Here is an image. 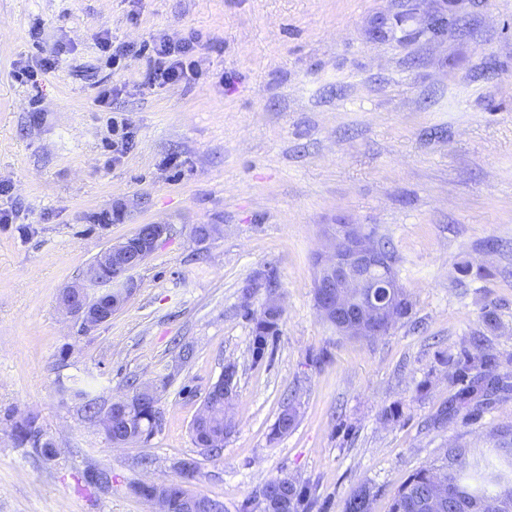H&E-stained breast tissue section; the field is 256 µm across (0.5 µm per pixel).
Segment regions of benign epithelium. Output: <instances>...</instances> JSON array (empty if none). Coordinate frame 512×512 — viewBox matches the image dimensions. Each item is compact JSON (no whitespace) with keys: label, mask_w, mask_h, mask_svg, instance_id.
Here are the masks:
<instances>
[{"label":"benign epithelium","mask_w":512,"mask_h":512,"mask_svg":"<svg viewBox=\"0 0 512 512\" xmlns=\"http://www.w3.org/2000/svg\"><path fill=\"white\" fill-rule=\"evenodd\" d=\"M164 224H144L132 236L110 245L96 258L85 279L66 285L59 293V307L84 331L112 319L135 291L131 273L140 268L166 235ZM329 251L316 263L314 294L320 316L336 331L355 339L382 335L380 324H390L389 305L374 296L377 288L394 293L400 287L392 259L375 235L362 224H332L325 229ZM156 387L146 384L136 395L112 398L110 408L120 411L137 403L138 395H153ZM149 501L157 512H168L169 501L178 494L184 512H213L211 498L194 494L166 481H145Z\"/></svg>","instance_id":"7a95c632"}]
</instances>
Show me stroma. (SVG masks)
Returning <instances> with one entry per match:
<instances>
[{"label":"stroma","instance_id":"35a3bbf8","mask_svg":"<svg viewBox=\"0 0 512 512\" xmlns=\"http://www.w3.org/2000/svg\"><path fill=\"white\" fill-rule=\"evenodd\" d=\"M440 5L0 0V211L12 216L0 223V512H155L133 491L147 479L262 512L264 485L283 475L310 487L309 512H345L364 485L371 512H389L448 449L497 448L512 392L476 419L436 414L484 308L512 380V0H463L435 38L423 26ZM100 32L137 55L109 63ZM193 33L200 79L145 88L144 48ZM51 55L55 68L21 78ZM116 115L131 133L119 158ZM154 222L169 233L135 292L82 332L60 290ZM330 224L372 228L392 254L411 309L385 335L349 338L318 313ZM272 295L279 333L258 357L254 318ZM231 363L232 431L214 455L190 428ZM133 379L157 385L160 425L116 448L70 389L105 408ZM290 399L297 422L273 436ZM393 406L400 418L385 419ZM24 417L54 439V460L16 445ZM184 459L197 463L185 477ZM98 470L108 490L87 483Z\"/></svg>","mask_w":512,"mask_h":512}]
</instances>
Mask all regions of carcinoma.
Here are the masks:
<instances>
[{"instance_id": "1", "label": "carcinoma", "mask_w": 512, "mask_h": 512, "mask_svg": "<svg viewBox=\"0 0 512 512\" xmlns=\"http://www.w3.org/2000/svg\"><path fill=\"white\" fill-rule=\"evenodd\" d=\"M278 317L254 322L252 349L265 352L269 338L278 335ZM473 349H465L453 362L452 378L459 386L448 407L440 416H451L464 409L477 416L497 393L505 390L496 371L502 356L486 344L484 333L473 335ZM158 400L142 406L132 417L112 418V429L121 430L132 441L149 438L158 427ZM509 442L491 454L456 449V456L413 472L394 495L389 512H512V428L503 430ZM224 401L217 402L206 419L205 430L192 431L196 447L205 448L210 441L224 440ZM18 445L49 458L53 446L32 417L14 424ZM264 512H305L310 497L309 486L288 476L268 482L262 491ZM370 489L361 488L346 502L345 512H370Z\"/></svg>"}]
</instances>
